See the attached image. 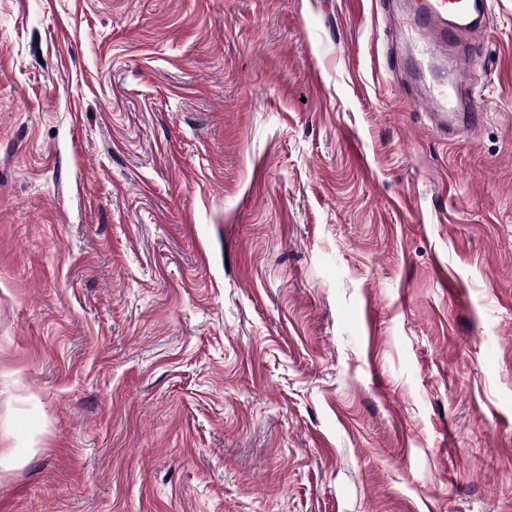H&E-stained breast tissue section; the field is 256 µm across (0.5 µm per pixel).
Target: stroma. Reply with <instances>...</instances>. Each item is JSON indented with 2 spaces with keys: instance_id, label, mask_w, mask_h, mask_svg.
<instances>
[{
  "instance_id": "obj_1",
  "label": "stroma",
  "mask_w": 512,
  "mask_h": 512,
  "mask_svg": "<svg viewBox=\"0 0 512 512\" xmlns=\"http://www.w3.org/2000/svg\"><path fill=\"white\" fill-rule=\"evenodd\" d=\"M449 143L380 0H0V512H512V0Z\"/></svg>"
}]
</instances>
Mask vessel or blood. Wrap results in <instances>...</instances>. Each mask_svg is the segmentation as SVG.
<instances>
[{
  "label": "vessel or blood",
  "instance_id": "b4317fda",
  "mask_svg": "<svg viewBox=\"0 0 512 512\" xmlns=\"http://www.w3.org/2000/svg\"><path fill=\"white\" fill-rule=\"evenodd\" d=\"M405 25L392 36L407 58L399 74L429 109L433 130L448 141L475 132L484 114L468 83L476 74L474 45L488 28V0H400Z\"/></svg>",
  "mask_w": 512,
  "mask_h": 512
}]
</instances>
